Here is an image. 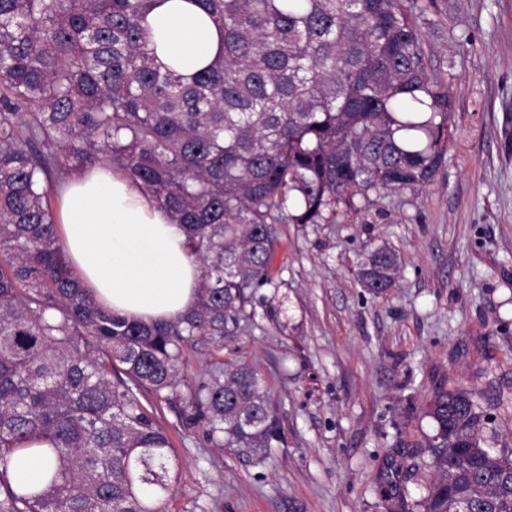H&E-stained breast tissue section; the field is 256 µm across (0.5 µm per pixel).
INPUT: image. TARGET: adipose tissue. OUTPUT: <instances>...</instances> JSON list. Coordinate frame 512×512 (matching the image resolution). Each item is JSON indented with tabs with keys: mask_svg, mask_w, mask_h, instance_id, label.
<instances>
[{
	"mask_svg": "<svg viewBox=\"0 0 512 512\" xmlns=\"http://www.w3.org/2000/svg\"><path fill=\"white\" fill-rule=\"evenodd\" d=\"M141 25L158 60L184 76L220 49V31L196 0H158ZM58 230L76 278L113 313L152 325L195 304L200 271L184 227L122 172L97 166L74 174Z\"/></svg>",
	"mask_w": 512,
	"mask_h": 512,
	"instance_id": "obj_1",
	"label": "adipose tissue"
}]
</instances>
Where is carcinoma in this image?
<instances>
[{
    "instance_id": "cac0c4a2",
    "label": "carcinoma",
    "mask_w": 512,
    "mask_h": 512,
    "mask_svg": "<svg viewBox=\"0 0 512 512\" xmlns=\"http://www.w3.org/2000/svg\"><path fill=\"white\" fill-rule=\"evenodd\" d=\"M434 2L200 0L224 49L187 81L147 47L153 0H0V512H166L171 443L146 393L182 400L218 448L282 441L257 370L218 363L192 382L184 349L241 329L268 283L271 225L435 180L452 95L415 23ZM97 165L186 228L201 268L188 313L148 326L78 285L51 194ZM397 269L379 247L359 280L380 293ZM425 416L402 512H512V448L488 445L476 393L440 386ZM41 444L55 469L15 491L14 455Z\"/></svg>"
}]
</instances>
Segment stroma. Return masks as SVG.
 Instances as JSON below:
<instances>
[{
  "label": "stroma",
  "mask_w": 512,
  "mask_h": 512,
  "mask_svg": "<svg viewBox=\"0 0 512 512\" xmlns=\"http://www.w3.org/2000/svg\"><path fill=\"white\" fill-rule=\"evenodd\" d=\"M429 71L453 94L434 183L358 195L325 224L273 227L270 281L249 320L184 352L189 377L242 361L265 376L284 436L264 458L215 448L154 401L173 451L169 512H388L440 383L482 391L485 435L512 448V0H437L417 19ZM399 257L376 295L357 272ZM398 257L387 247H379L367 256L359 270V280L364 288L380 293L395 284Z\"/></svg>",
  "instance_id": "1"
}]
</instances>
